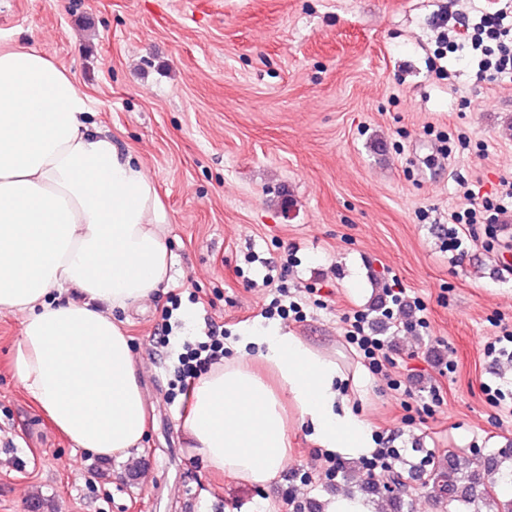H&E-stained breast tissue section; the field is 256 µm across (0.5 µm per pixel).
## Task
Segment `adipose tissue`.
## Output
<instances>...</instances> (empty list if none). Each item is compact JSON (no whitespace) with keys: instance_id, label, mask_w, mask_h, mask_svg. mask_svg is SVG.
I'll return each instance as SVG.
<instances>
[{"instance_id":"adipose-tissue-1","label":"adipose tissue","mask_w":512,"mask_h":512,"mask_svg":"<svg viewBox=\"0 0 512 512\" xmlns=\"http://www.w3.org/2000/svg\"><path fill=\"white\" fill-rule=\"evenodd\" d=\"M75 81L37 50L0 48V310L23 317L14 368L26 394L101 459L140 447L147 404L115 311L171 281L168 214L142 165L95 129ZM196 383L182 433L206 466L249 484L288 462L285 403L318 447L374 446L341 363L264 328Z\"/></svg>"}]
</instances>
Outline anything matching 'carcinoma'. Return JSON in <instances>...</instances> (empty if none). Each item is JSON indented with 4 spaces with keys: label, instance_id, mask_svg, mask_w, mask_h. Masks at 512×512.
Wrapping results in <instances>:
<instances>
[{
    "label": "carcinoma",
    "instance_id": "1",
    "mask_svg": "<svg viewBox=\"0 0 512 512\" xmlns=\"http://www.w3.org/2000/svg\"><path fill=\"white\" fill-rule=\"evenodd\" d=\"M511 457L505 452L502 459L482 464L472 459L462 461L450 450L434 462L429 472L432 493L450 503L470 504L478 500L496 505L500 499L495 487L499 483V474L503 473V461ZM401 478V472L393 471L384 478L365 480L359 483V488L367 495L385 494L392 512H402L404 500L390 489V485L400 482Z\"/></svg>",
    "mask_w": 512,
    "mask_h": 512
}]
</instances>
